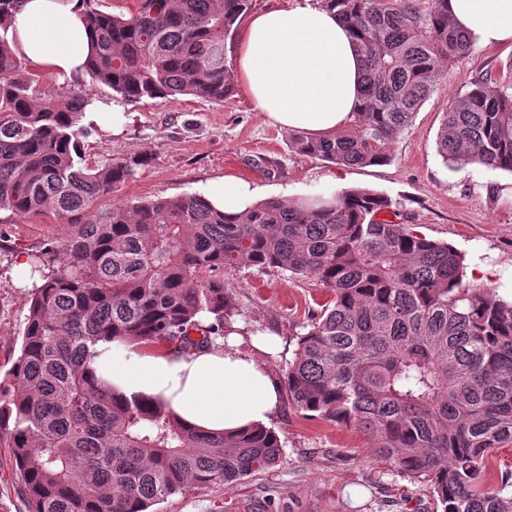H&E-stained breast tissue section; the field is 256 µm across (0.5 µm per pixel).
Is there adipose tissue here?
<instances>
[{
    "mask_svg": "<svg viewBox=\"0 0 512 512\" xmlns=\"http://www.w3.org/2000/svg\"><path fill=\"white\" fill-rule=\"evenodd\" d=\"M448 13L483 44L512 49V0H448ZM12 51L32 68L59 78L82 72L94 43L83 0H20L8 25ZM235 78L258 112L281 128L312 137L347 131L360 105L362 61L350 27L318 0H283L249 17L238 40ZM204 197L231 215L258 198L250 182L213 179ZM276 339L238 334L186 353H145L135 345L102 342L98 378L125 395L166 402L186 425L232 434L267 424L281 398L264 361Z\"/></svg>",
    "mask_w": 512,
    "mask_h": 512,
    "instance_id": "adipose-tissue-1",
    "label": "adipose tissue"
}]
</instances>
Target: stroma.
Instances as JSON below:
<instances>
[{
  "label": "stroma",
  "instance_id": "obj_1",
  "mask_svg": "<svg viewBox=\"0 0 512 512\" xmlns=\"http://www.w3.org/2000/svg\"><path fill=\"white\" fill-rule=\"evenodd\" d=\"M512 50L474 45L453 64L380 166L346 167L295 152L290 133L257 112L242 90L224 102L194 96L145 99L124 106L120 131L92 125L86 153L96 161L139 152L152 161L97 207L199 193L207 181L235 175L262 198L299 196L326 188H368L389 196L398 222L428 239L443 241L465 257L471 284L512 296V173L476 164L447 165L437 134L452 100L480 73L507 75ZM65 219L46 214L13 222L0 213V373L20 354L28 314L30 256L45 243L63 241ZM224 286L245 330L274 334L277 356L266 364L282 377L297 338L329 298L314 277L224 270ZM269 425L279 435V462L230 486L213 485L160 502L155 512H436L428 489L399 476L376 456L362 432L309 418L281 402Z\"/></svg>",
  "mask_w": 512,
  "mask_h": 512
}]
</instances>
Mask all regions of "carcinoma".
Wrapping results in <instances>:
<instances>
[{"label":"carcinoma","mask_w":512,"mask_h":512,"mask_svg":"<svg viewBox=\"0 0 512 512\" xmlns=\"http://www.w3.org/2000/svg\"><path fill=\"white\" fill-rule=\"evenodd\" d=\"M84 0L98 36L85 76L127 102L234 91L224 44L250 0H138L125 15ZM363 54L352 129L290 146L344 166L393 159L399 135L475 38L447 0H322ZM89 100L45 93L0 36V212L67 219L31 265L20 355L0 378V439L27 512H150L175 494L231 485L282 455L264 425L227 437L182 425L163 402L128 397L93 367L100 341L176 353L227 336L224 268L311 275L332 295L297 340L283 382L306 416L352 426L440 512H512V471L480 488L487 456L512 443V299L465 282L452 245L384 219L394 203L355 188L268 198L246 214L199 194L96 211L151 157L97 162L78 126ZM443 161L512 172V71L480 73L444 113Z\"/></svg>","instance_id":"obj_1"}]
</instances>
